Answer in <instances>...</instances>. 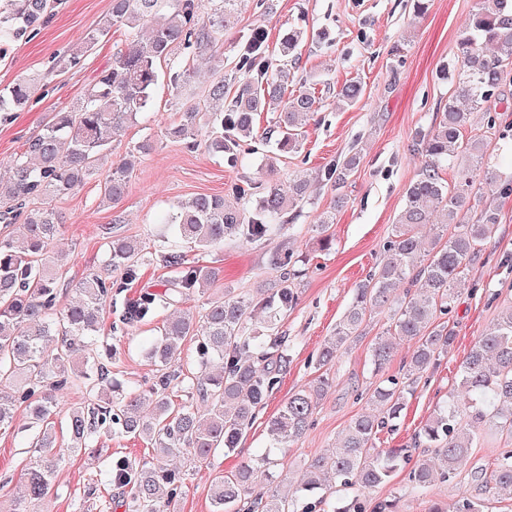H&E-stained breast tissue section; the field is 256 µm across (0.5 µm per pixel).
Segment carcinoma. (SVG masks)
I'll use <instances>...</instances> for the list:
<instances>
[{
    "label": "carcinoma",
    "instance_id": "carcinoma-1",
    "mask_svg": "<svg viewBox=\"0 0 512 512\" xmlns=\"http://www.w3.org/2000/svg\"><path fill=\"white\" fill-rule=\"evenodd\" d=\"M239 0H209L202 16V0H112L108 17L89 34L87 46L112 29L123 31L124 46L112 55L83 101L54 113L43 132L26 142L14 161L8 179H0V223L15 227V234L0 238V428L14 423L18 407L28 413L31 459L25 473L24 500L43 502L51 492L55 473L69 453L97 445L103 436L120 434L147 441L155 461L142 465L126 457L110 460L97 484L130 488L129 512H175L176 498L185 473L169 464L177 456L206 462L219 450L231 452L245 429L254 422L263 400L279 385L288 369V345L278 335L281 318L296 304L293 251L284 246L269 255L277 273L271 288H259L249 298H228L209 303L201 319L182 308L194 292L204 291L219 279V270L189 264L173 249L163 262L175 273L161 291H144L124 297L120 321L127 329L177 310L166 319L160 338L149 355L161 373L148 393L130 391L112 397L121 384L112 379V364L98 360L100 319L112 294L140 278L134 258L139 242L114 237L109 242V264L79 281V301L57 311L59 262L53 250L60 235V218L51 202L78 189L99 171L103 153L110 149L112 133L135 123L150 106L162 73L157 61L171 62L167 77L172 92L181 95L190 79L185 62L194 59L224 70V28L233 23ZM55 0H7L0 7V41L29 34L43 23ZM304 31L291 27L275 51L267 53L266 35L251 32L248 52L238 62V76H220L204 90L203 102L183 109L168 135L188 148L202 146L235 167L256 144L272 143L265 155L274 168L281 155L297 153L302 129L320 98L319 79H301L288 86L289 67L297 64V49ZM453 93L442 107L438 123L415 136L419 157L416 180L405 194L402 209L383 245V260L355 288L353 299L332 336L317 353L321 370L346 353L365 334L373 313L390 311L387 334L369 347L375 373L383 372L398 341L415 344L403 369L406 385L388 377L368 401L381 415L361 414L350 421L331 453L316 455L303 478L284 494H274L258 482L278 479L271 471L277 462L266 451L256 463L244 465L214 479L212 512H397L394 500L375 502L336 497L338 488L375 487L406 472L408 485L423 491L440 479L450 481L470 458L482 431L512 438V305L502 308L478 336L463 361L457 384L448 401L437 406L418 432L411 448H376L373 441L401 417L407 396L413 394L421 374L448 356L456 331L451 313L459 298V285L482 262L484 245L501 211L497 200L512 195V178L502 176L486 156L482 142L463 140V130L476 112L487 115L498 107L512 110L502 89L507 68L512 67V0H477L474 12L460 30L455 45ZM36 90L35 80L22 77L0 90V113L25 109ZM232 97H227L228 91ZM353 105L363 96L361 84L349 82L338 92ZM276 109L275 129L259 132L256 115ZM459 186L451 189L442 171L458 164ZM360 161L355 151L330 165L321 180L341 189ZM134 168L123 158L101 183L102 202L118 203L126 192L127 174ZM489 197L476 216L466 220L473 188ZM337 195L333 207L317 224L318 244L329 251L334 245L330 229L336 208L344 204ZM306 202V183L288 191L276 184L254 194L240 185L232 194H199L170 206L164 224L175 239L208 250L237 238L259 241L275 233L279 216ZM123 271L124 281L112 282L110 271ZM263 321L252 323V311ZM197 346V372L190 389L196 400L172 406L170 392L179 384L181 370L173 367L177 349L186 338ZM330 386L320 374L306 389L288 398L269 421L272 447L286 448L309 429L313 415ZM85 390L97 395L94 406H74L66 412L69 444L59 442L55 417L60 415L57 393ZM472 481L512 499V448H501L490 477L476 470ZM428 512H484L478 495H463L451 509L432 502Z\"/></svg>",
    "mask_w": 512,
    "mask_h": 512
}]
</instances>
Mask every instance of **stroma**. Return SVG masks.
<instances>
[{"instance_id": "stroma-1", "label": "stroma", "mask_w": 512, "mask_h": 512, "mask_svg": "<svg viewBox=\"0 0 512 512\" xmlns=\"http://www.w3.org/2000/svg\"><path fill=\"white\" fill-rule=\"evenodd\" d=\"M476 0H430L428 13L415 17L411 0H274L266 8L262 0H240L237 23L224 33V68L232 70L245 54L244 35L264 30L268 44H275L288 27L302 28L307 39L298 50L293 79L319 76L335 88L350 81L364 87L362 98L352 106L335 93L324 95L317 112L302 133L299 153L279 157L276 173H269L262 155L245 156L241 166H229L205 148L187 149L168 136L186 102L167 86L153 94V108L139 122L129 123L112 136V158L120 160L144 141L152 150L139 155L128 178L127 192L115 205L103 203L98 179L92 178L76 192L56 198L53 206L63 226L56 247L67 255L60 270L59 309L77 299L75 285L87 274L102 269L107 261L106 236L113 233L138 239L141 278L133 291L161 290L171 272L161 256L171 247L162 220L173 202L196 195L224 194L248 183L264 189L271 181L287 187L292 179L307 176L313 183L308 201L299 212L288 213L277 232L255 243L228 239L207 250L189 248L194 265L217 267L221 278L207 293L193 294L187 302L202 311L209 302L230 295L253 296L257 287L274 281L269 254L282 243H290L304 257L302 274L295 281L298 301L281 322L292 361L273 394L264 402L253 426L232 452H217L210 462L186 468L183 493L177 512H211V485L219 473L250 462L269 446L267 422L295 392L307 388L317 376L313 360L348 308L356 284L380 263L383 245L403 206L405 193L417 175L418 164L411 152L416 131L436 122L437 112L453 90L445 72L454 61L453 48L459 30L466 24ZM112 0H64L61 9L31 35L11 41L0 56V89L18 77L37 75L40 86L24 111L0 119V174H7L25 143L37 135L52 112L76 105L97 73L110 63L122 40L113 32L87 46L89 33L107 15ZM76 54L78 66L59 69L55 59ZM397 80H390V73ZM363 150L357 170L342 193L348 203L336 213L332 226L336 244L320 250L315 224L337 193L321 182L324 167L348 155L354 144ZM512 203L506 204L485 246L484 261L469 273L477 282L475 292H462L450 316L457 338L446 358L424 372L407 399L396 431H382L375 444L399 448L414 434L448 396L459 366L480 332L498 310L512 303ZM119 305L105 307L100 334L111 347L112 373L125 385L148 389L158 366L148 355L159 336L160 319L138 329L117 328ZM389 325L387 314L372 315L365 336L328 369L331 386L317 408L306 435L285 453L277 454L280 470L298 477L311 458L335 448L350 420L370 411L363 395L379 383L371 372L369 345ZM27 421L18 411L15 427L0 430V484L16 491L28 461L25 434ZM146 442L112 437L98 447L66 459L57 473L53 492L41 512H128L130 491L114 486L101 490L92 483L109 458L151 457ZM468 473L452 482H434L415 492L404 476L367 490L349 488V495L364 494L377 501L396 499L398 512H427L431 502L452 503L471 494Z\"/></svg>"}]
</instances>
